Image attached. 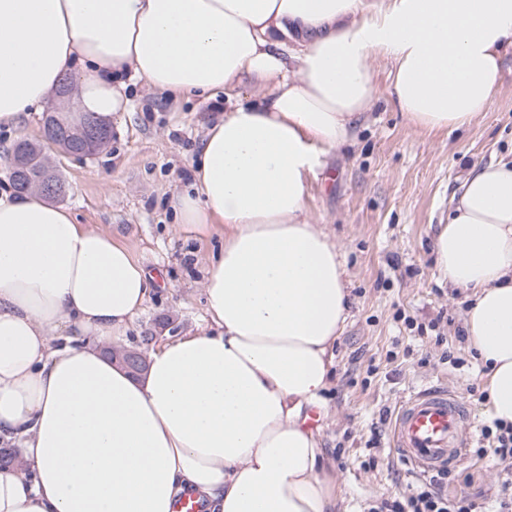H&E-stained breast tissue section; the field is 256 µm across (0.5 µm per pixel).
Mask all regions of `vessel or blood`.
<instances>
[{"mask_svg": "<svg viewBox=\"0 0 512 512\" xmlns=\"http://www.w3.org/2000/svg\"><path fill=\"white\" fill-rule=\"evenodd\" d=\"M468 410L461 397L443 387H429L401 405L393 428L400 459L419 472L446 468L467 445Z\"/></svg>", "mask_w": 512, "mask_h": 512, "instance_id": "obj_1", "label": "vessel or blood"}]
</instances>
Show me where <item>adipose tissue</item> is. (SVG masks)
Listing matches in <instances>:
<instances>
[{
	"instance_id": "1",
	"label": "adipose tissue",
	"mask_w": 512,
	"mask_h": 512,
	"mask_svg": "<svg viewBox=\"0 0 512 512\" xmlns=\"http://www.w3.org/2000/svg\"><path fill=\"white\" fill-rule=\"evenodd\" d=\"M512 0H0V125L40 111L65 74L81 106L126 111L145 80L171 98L251 82L211 125L172 206L219 235L210 324L112 359L156 284L130 250L39 194L0 193V512H346L307 412L324 409L350 306L343 252L306 209L309 180L379 98L411 126L470 129L501 84ZM468 291L466 345L487 416L512 426V159L473 164L433 237Z\"/></svg>"
}]
</instances>
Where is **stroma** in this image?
<instances>
[{
    "label": "stroma",
    "instance_id": "1",
    "mask_svg": "<svg viewBox=\"0 0 512 512\" xmlns=\"http://www.w3.org/2000/svg\"><path fill=\"white\" fill-rule=\"evenodd\" d=\"M371 65L381 96L351 142L332 151L326 170L311 178L306 199L311 222L344 253L351 281L318 429L350 512H369L410 495L417 480L391 445L395 409L422 388L448 387L468 405L469 440L441 488L452 497L469 495L477 512H496L505 475L493 457L476 454L487 417L483 371L463 339L469 294L437 280L432 237L464 167L512 154V49L499 93L464 132L412 127L386 93L390 60L377 56ZM256 94L245 83L205 102L173 100L138 80L128 87L130 108L113 115L112 140L100 153L78 159L48 151L67 187L59 205L75 223L95 225L127 246L159 284L132 326L131 345L148 332L161 339L208 325L203 282L217 241L184 233L172 197L193 182L206 126ZM44 120L31 112L17 126H0V192L10 187L14 142L40 139Z\"/></svg>",
    "mask_w": 512,
    "mask_h": 512
}]
</instances>
